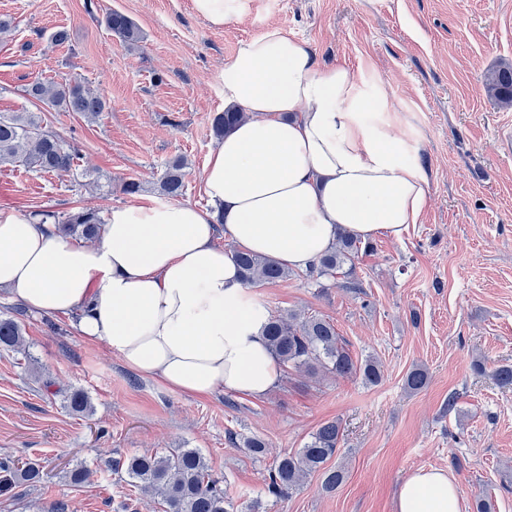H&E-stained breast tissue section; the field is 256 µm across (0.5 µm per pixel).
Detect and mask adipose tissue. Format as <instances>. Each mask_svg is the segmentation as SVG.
I'll list each match as a JSON object with an SVG mask.
<instances>
[{
	"label": "adipose tissue",
	"instance_id": "1",
	"mask_svg": "<svg viewBox=\"0 0 512 512\" xmlns=\"http://www.w3.org/2000/svg\"><path fill=\"white\" fill-rule=\"evenodd\" d=\"M221 79L225 107L248 118L207 158L206 206L112 208L93 245L0 209V288L35 312L77 315L82 336L170 391L261 398L281 374L262 336L268 313L217 235L304 269L342 233L401 237L429 185L395 116L372 111L349 68L320 64L280 27L241 41ZM395 512H460L457 488L444 471L416 470Z\"/></svg>",
	"mask_w": 512,
	"mask_h": 512
}]
</instances>
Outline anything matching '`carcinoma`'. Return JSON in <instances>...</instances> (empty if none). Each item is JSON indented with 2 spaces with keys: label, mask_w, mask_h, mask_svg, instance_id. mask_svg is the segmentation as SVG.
<instances>
[{
  "label": "carcinoma",
  "mask_w": 512,
  "mask_h": 512,
  "mask_svg": "<svg viewBox=\"0 0 512 512\" xmlns=\"http://www.w3.org/2000/svg\"><path fill=\"white\" fill-rule=\"evenodd\" d=\"M107 27L128 43L139 39V30L126 15L113 11L106 17ZM488 94L505 107L512 106V64L504 63L489 71L484 78ZM26 94L44 106L64 112H78L89 120L98 118L107 108L106 100L78 81L44 83L37 81L26 88ZM247 119L244 112H220L213 119L217 138L231 126ZM79 150L66 144L54 131L43 124L34 112H0V167H22L43 174L70 175L79 170ZM185 164L181 159L171 161L159 188L163 195L176 198L184 190ZM53 220L64 236H78L88 241L99 238L103 219L94 208H83L67 216L44 213ZM361 250V241L350 235L339 236L316 263L305 269L300 277L320 284L344 266H353ZM246 285L274 283L295 276V272L277 262L246 252L233 253ZM267 347L277 361L298 372L312 373L319 369L341 377L360 378L365 385H377L383 378L378 360L353 359L343 344L336 327L317 315L289 312L269 315L263 329ZM0 344L10 348L23 345L19 323L11 318L0 319ZM428 383L425 369L415 367L405 378V386L418 392ZM343 438L340 422L321 425L303 448L280 457L268 471L265 491L281 499L300 486L308 476L319 473L322 487L332 491L345 478L344 468L330 467L328 462L337 455ZM112 471L124 473L132 486L160 499L166 512H234L235 505L221 481L210 473L202 455L194 448H180L164 456L114 457ZM40 467L25 464L15 466L12 460L0 461V494L13 490L20 482L39 481Z\"/></svg>",
  "instance_id": "cac0c4a2"
}]
</instances>
